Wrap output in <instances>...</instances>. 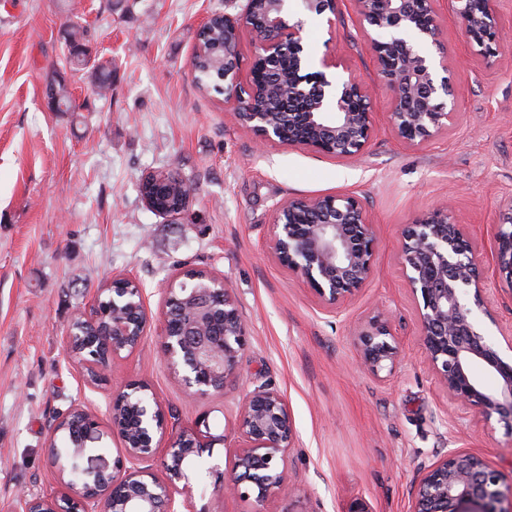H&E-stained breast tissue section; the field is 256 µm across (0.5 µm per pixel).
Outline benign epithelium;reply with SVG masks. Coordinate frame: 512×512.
<instances>
[{"label": "benign epithelium", "mask_w": 512, "mask_h": 512, "mask_svg": "<svg viewBox=\"0 0 512 512\" xmlns=\"http://www.w3.org/2000/svg\"><path fill=\"white\" fill-rule=\"evenodd\" d=\"M338 0H301L303 11L336 13ZM364 25L378 71L393 92L390 122L393 131L410 146L422 145L448 127L452 119L451 82L437 77L419 41H437L436 0H352ZM290 0H274L273 8L254 14L252 0L235 13L224 12V93L234 104V116L262 143L304 146L318 153L350 158L368 146L374 130L372 89L350 76L339 82L325 73L302 74V25L292 21ZM448 10L461 25L469 46L486 60L496 57L505 22L490 7V0H448ZM255 36L252 61L267 72L285 47L294 51L293 73L288 82L272 77L267 90L288 102L286 112H267L246 103L239 87L242 30ZM310 223L301 224L302 216ZM269 248L277 261L308 285L323 311L334 313L343 301L358 293L371 278L377 250L372 224L359 199L352 194H327L308 200H290L276 208ZM493 274L512 285V203L502 215L490 246ZM400 260L416 300L423 348L448 398L489 421L496 418L512 426V361L485 340L478 328L476 311L488 313L483 292L488 286L484 256L479 254L448 203L437 204L404 229ZM184 277L205 286H182L188 296L176 300L175 285L167 288L165 310L159 320L162 358L182 370L184 392L191 399L222 393L241 375V359L248 334L238 307L224 281L201 270ZM129 275L112 278V307L125 296ZM92 296L81 317L94 325L103 317L99 297ZM133 321L112 315V347L105 355L80 357L89 376L96 380L127 346L139 349L151 328L141 288L135 289ZM183 305L172 315L174 302ZM359 366L379 374L399 363V347L391 316L380 311L356 337ZM481 367L498 377L489 389L475 378ZM143 382L119 386L112 396L110 416L124 407L133 411L139 429L133 439L117 423L112 433L121 440L122 456L112 465L101 463L84 470L101 480L90 495H78L68 487L52 497L23 498L24 512H191L187 499L176 495L190 487L191 466L217 473L214 491L253 500L262 512L268 494L283 489L294 440V421L283 396L268 383L249 391L241 405L238 433L241 444L232 466L218 471L195 461L205 448L225 441L214 436L206 419L170 436L160 447L155 435L163 432L165 416L156 394ZM160 459L165 478L141 468ZM504 477L479 455L460 448L439 453L419 467L413 489V512H512V484L501 490Z\"/></svg>", "instance_id": "1"}]
</instances>
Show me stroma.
<instances>
[{"instance_id": "obj_1", "label": "stroma", "mask_w": 512, "mask_h": 512, "mask_svg": "<svg viewBox=\"0 0 512 512\" xmlns=\"http://www.w3.org/2000/svg\"><path fill=\"white\" fill-rule=\"evenodd\" d=\"M0 0V512H22L26 495H50L61 479L46 453L58 415L78 405L110 436L109 407L129 380L150 384L165 409V435L206 417L226 434L202 459L228 466L243 396L271 383L294 419L288 489L263 512H412V486L435 452L481 455L512 482V428L450 403L425 355L415 300L399 258L405 224L450 200L471 241L488 250L512 204V0H491L506 19L498 54L486 62L438 0L439 46L456 98L447 131L420 147L393 132L392 94L377 70L351 0L334 25L302 14L310 70L336 62L374 94L373 137L347 159L304 147L259 144L225 96L200 91L190 59L204 19L224 0ZM88 29L111 62L102 98L86 71L71 70L63 30ZM66 74L74 111H51L45 88ZM151 171L193 182L189 210L155 214L139 193ZM350 192L378 241L368 284L327 313L300 277L267 249L275 209L291 199ZM222 278L247 326L242 376L224 393L192 400L149 333L141 351L114 359L92 381L65 344L73 319L116 274L136 278L151 320L168 284L188 269ZM488 340L512 345V288L490 277ZM392 313L402 361L376 378L355 370L357 331L378 307ZM215 475L192 473L195 512H250L251 503L215 493Z\"/></svg>"}]
</instances>
